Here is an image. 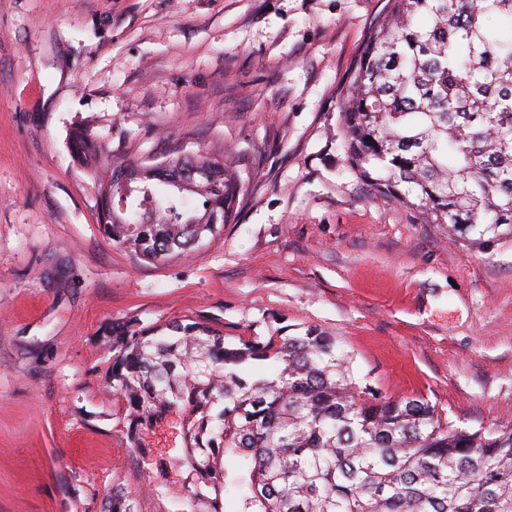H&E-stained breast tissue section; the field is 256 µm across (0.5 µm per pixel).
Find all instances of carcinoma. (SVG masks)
<instances>
[{
    "instance_id": "carcinoma-1",
    "label": "carcinoma",
    "mask_w": 512,
    "mask_h": 512,
    "mask_svg": "<svg viewBox=\"0 0 512 512\" xmlns=\"http://www.w3.org/2000/svg\"><path fill=\"white\" fill-rule=\"evenodd\" d=\"M512 0H388L365 39L341 105L349 168L427 224L463 236L512 238ZM74 161L107 182L99 223L112 242L146 259L184 255L215 236L238 188L224 161L205 182L178 187L173 171L145 168L123 194L128 164L82 129ZM202 198L192 208L187 196ZM112 391L126 404L131 439L169 414L182 448L156 461L187 472V512H224L230 485L249 493L239 512H512V427L487 433L444 424L419 397L383 399L360 386L351 355L316 328L239 345L199 323L122 328L112 336ZM273 360L269 377L244 363ZM239 460L229 479L224 458ZM106 512H135L112 489Z\"/></svg>"
}]
</instances>
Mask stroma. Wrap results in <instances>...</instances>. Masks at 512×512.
<instances>
[{"mask_svg": "<svg viewBox=\"0 0 512 512\" xmlns=\"http://www.w3.org/2000/svg\"><path fill=\"white\" fill-rule=\"evenodd\" d=\"M386 0H0V512H179L108 384L113 326L237 344L314 326L379 396L512 427V239L478 245L348 169L340 107ZM222 156L223 231L150 262L107 238L73 162Z\"/></svg>", "mask_w": 512, "mask_h": 512, "instance_id": "1", "label": "stroma"}]
</instances>
